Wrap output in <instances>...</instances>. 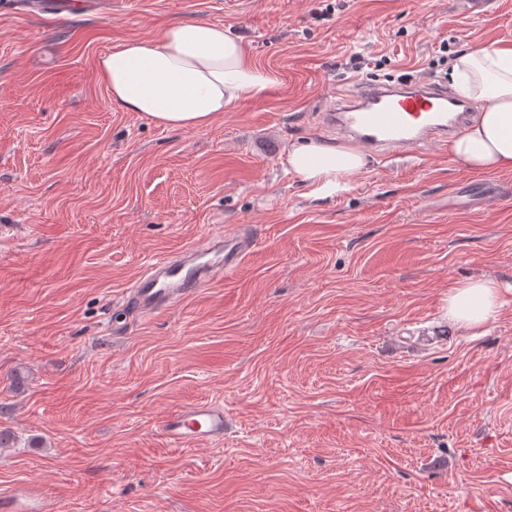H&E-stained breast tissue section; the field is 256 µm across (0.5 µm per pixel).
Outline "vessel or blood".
<instances>
[{
    "mask_svg": "<svg viewBox=\"0 0 512 512\" xmlns=\"http://www.w3.org/2000/svg\"><path fill=\"white\" fill-rule=\"evenodd\" d=\"M325 110L337 138L378 154L415 150L458 131L466 118L447 90L432 82L415 87L362 82L350 92L331 95ZM253 250L251 238L224 235L156 259L133 284L126 304L143 316L164 311L233 272ZM225 427L223 405L197 401L167 413L160 433L168 446L187 448L202 440L223 441Z\"/></svg>",
    "mask_w": 512,
    "mask_h": 512,
    "instance_id": "vessel-or-blood-1",
    "label": "vessel or blood"
}]
</instances>
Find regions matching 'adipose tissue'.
<instances>
[{
    "label": "adipose tissue",
    "mask_w": 512,
    "mask_h": 512,
    "mask_svg": "<svg viewBox=\"0 0 512 512\" xmlns=\"http://www.w3.org/2000/svg\"><path fill=\"white\" fill-rule=\"evenodd\" d=\"M112 102L165 129H202L245 97L273 82L244 41L223 26L176 22L158 35L116 45L98 61ZM451 85L478 101L475 121L448 143V155L477 172H512V46H476L450 67ZM288 171L310 195L333 197L350 190L367 161L361 149L302 141L292 144ZM503 290L491 279L470 280L448 292L451 325L478 329L494 320Z\"/></svg>",
    "instance_id": "adipose-tissue-1"
}]
</instances>
